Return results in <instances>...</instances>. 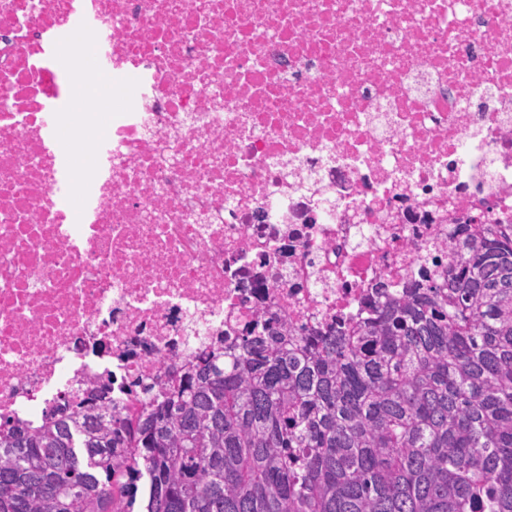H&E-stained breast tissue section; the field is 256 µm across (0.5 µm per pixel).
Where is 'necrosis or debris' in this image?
I'll list each match as a JSON object with an SVG mask.
<instances>
[{
	"mask_svg": "<svg viewBox=\"0 0 512 512\" xmlns=\"http://www.w3.org/2000/svg\"><path fill=\"white\" fill-rule=\"evenodd\" d=\"M85 56L138 77L89 122ZM465 223L512 225V0H0V422L447 286Z\"/></svg>",
	"mask_w": 512,
	"mask_h": 512,
	"instance_id": "necrosis-or-debris-1",
	"label": "necrosis or debris"
}]
</instances>
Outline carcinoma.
<instances>
[{"mask_svg": "<svg viewBox=\"0 0 512 512\" xmlns=\"http://www.w3.org/2000/svg\"><path fill=\"white\" fill-rule=\"evenodd\" d=\"M448 287L302 336L265 324L118 410L0 425V512H512V233Z\"/></svg>", "mask_w": 512, "mask_h": 512, "instance_id": "carcinoma-1", "label": "carcinoma"}]
</instances>
